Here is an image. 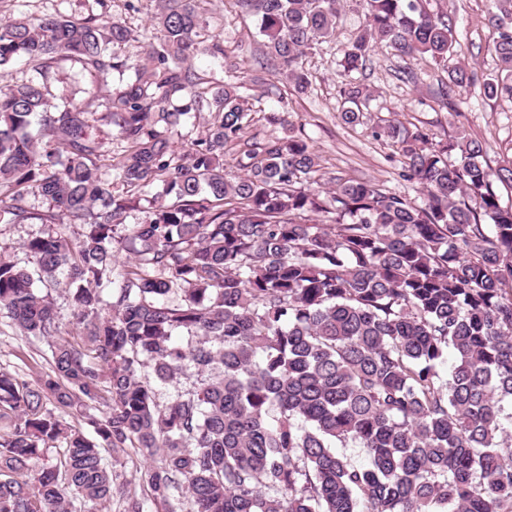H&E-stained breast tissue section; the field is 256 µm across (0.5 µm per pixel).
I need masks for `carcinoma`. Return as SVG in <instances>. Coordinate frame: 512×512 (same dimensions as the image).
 I'll list each match as a JSON object with an SVG mask.
<instances>
[{"label": "carcinoma", "instance_id": "1", "mask_svg": "<svg viewBox=\"0 0 512 512\" xmlns=\"http://www.w3.org/2000/svg\"><path fill=\"white\" fill-rule=\"evenodd\" d=\"M152 2L161 38L134 60L112 51L132 32L105 11L0 21V68L43 75L73 59L118 77L99 106L120 142L103 154L91 112L49 111L38 82L0 87V223L81 228L24 242L31 269L0 259V314L47 344L49 365L33 384L0 370V512L114 498L118 512H178L184 499L191 512H512V207L497 193L512 166L492 168L475 138L378 125L422 202L368 180L315 192L309 138L279 112L264 120L288 136L244 138L245 81L215 88L192 68L201 50L227 57L201 0ZM239 2L258 18L264 65L306 92L302 58L336 39L341 0ZM362 2L336 47L349 126L374 97L357 74L377 49L445 65L456 53L452 23L423 0ZM485 20L497 71L483 95L512 102V0H486ZM446 73L452 88L478 81L465 63ZM203 111L213 122L199 138L188 119ZM35 117L54 142L31 132ZM103 161L124 187H159L144 218L99 179ZM31 188L46 211H31ZM61 277L81 343L58 339L42 293ZM188 370L197 386L159 405L157 387ZM129 448L145 458L144 497L117 484Z\"/></svg>", "mask_w": 512, "mask_h": 512}]
</instances>
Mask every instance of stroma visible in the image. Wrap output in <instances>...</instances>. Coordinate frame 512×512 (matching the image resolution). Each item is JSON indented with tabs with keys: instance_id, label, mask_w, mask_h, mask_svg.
Listing matches in <instances>:
<instances>
[{
	"instance_id": "obj_1",
	"label": "stroma",
	"mask_w": 512,
	"mask_h": 512,
	"mask_svg": "<svg viewBox=\"0 0 512 512\" xmlns=\"http://www.w3.org/2000/svg\"><path fill=\"white\" fill-rule=\"evenodd\" d=\"M106 7L126 21L134 36L133 41L116 47V54H140L155 34L150 21L151 0H140L134 11L126 10L124 0H108ZM202 7L211 32L223 39L232 55L222 63L207 53H198L194 68L216 83L223 82L228 70L243 72L250 80L251 103L268 112L287 113L289 121L312 141L320 164L321 189L331 188L339 179L357 178L422 199L418 185L399 178V157L391 143L372 137L371 129L381 119L400 122L409 129L420 128L439 139L461 134L479 139L486 144L494 167L512 159V103L486 99L477 85L451 100L438 99L447 74L432 61L376 53L362 75L376 98L363 124L351 128L338 118L341 77L335 49L323 46L304 57L311 86L306 93H297L281 75L260 67L262 45L256 17L242 12L234 0H204ZM425 7L451 19L459 43L458 61L475 65L482 77L495 72L496 59L488 49L490 31L484 20V0H427ZM98 9L95 0H0V17L4 19L59 11L84 16ZM44 84L49 106L71 101L91 112L113 89L112 82L94 79L71 61L55 64L46 73ZM48 230V225L37 218L25 224H0V255L27 266L24 242ZM45 349V344L22 336L9 318L0 316L1 369L35 381L48 370Z\"/></svg>"
}]
</instances>
